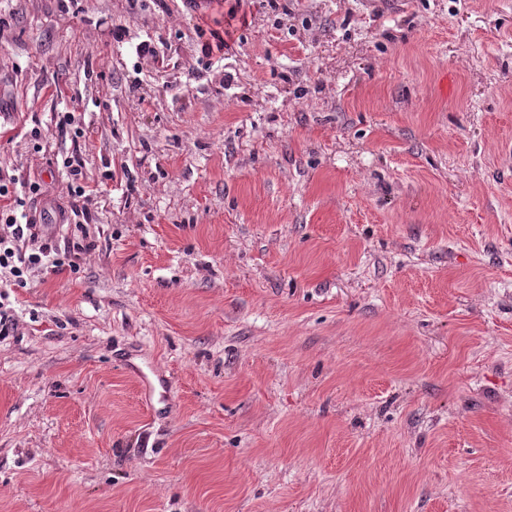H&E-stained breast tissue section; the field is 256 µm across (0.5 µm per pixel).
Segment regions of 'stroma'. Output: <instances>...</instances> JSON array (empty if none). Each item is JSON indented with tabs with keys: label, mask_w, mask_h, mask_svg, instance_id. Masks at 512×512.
<instances>
[{
	"label": "stroma",
	"mask_w": 512,
	"mask_h": 512,
	"mask_svg": "<svg viewBox=\"0 0 512 512\" xmlns=\"http://www.w3.org/2000/svg\"><path fill=\"white\" fill-rule=\"evenodd\" d=\"M73 107L93 247L11 291L0 512H512V0H0L53 220Z\"/></svg>",
	"instance_id": "obj_1"
}]
</instances>
